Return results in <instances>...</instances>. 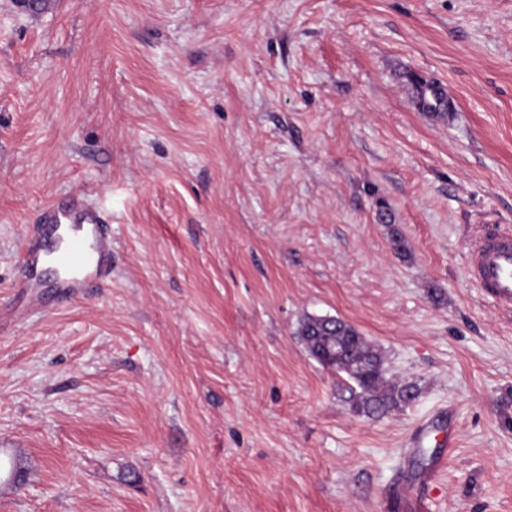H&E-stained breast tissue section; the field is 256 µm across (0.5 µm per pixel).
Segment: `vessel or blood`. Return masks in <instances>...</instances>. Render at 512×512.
I'll return each mask as SVG.
<instances>
[{"label":"vessel or blood","instance_id":"obj_1","mask_svg":"<svg viewBox=\"0 0 512 512\" xmlns=\"http://www.w3.org/2000/svg\"><path fill=\"white\" fill-rule=\"evenodd\" d=\"M41 222L45 234L61 237L63 241L62 247L50 256L55 263L62 268L77 267L83 271L79 279H57L53 284L56 293H75L104 273L106 244L100 212L86 206L76 195L66 203L44 207ZM45 257L48 256L40 249H27L19 288L40 287L36 273ZM470 266L488 298L501 307L512 306V227H498L494 236L478 239L471 249Z\"/></svg>","mask_w":512,"mask_h":512}]
</instances>
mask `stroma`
I'll return each instance as SVG.
<instances>
[{
  "instance_id": "stroma-1",
  "label": "stroma",
  "mask_w": 512,
  "mask_h": 512,
  "mask_svg": "<svg viewBox=\"0 0 512 512\" xmlns=\"http://www.w3.org/2000/svg\"><path fill=\"white\" fill-rule=\"evenodd\" d=\"M76 194L109 274L31 301ZM502 224L512 0H0V512H512V311L468 269ZM306 314L418 397L355 414ZM46 256L45 250L41 252L40 248L27 249L23 278L16 284L15 288H21L24 291H28L29 288H44L36 273Z\"/></svg>"
}]
</instances>
